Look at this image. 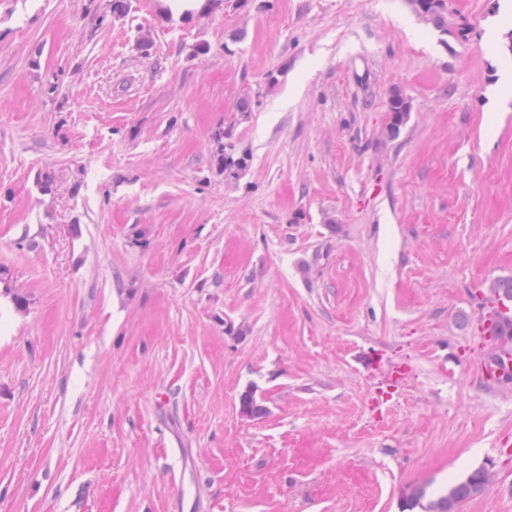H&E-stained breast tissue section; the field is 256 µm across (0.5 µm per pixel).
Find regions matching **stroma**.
I'll list each match as a JSON object with an SVG mask.
<instances>
[{"mask_svg": "<svg viewBox=\"0 0 512 512\" xmlns=\"http://www.w3.org/2000/svg\"><path fill=\"white\" fill-rule=\"evenodd\" d=\"M111 3L0 0V512H512V0ZM416 14L441 32H448L446 0H411ZM387 110L390 112L389 132L391 135H397L407 122L411 112L410 104L400 92L394 91L388 98ZM495 288L496 287L494 285L489 284L486 286V291L482 292L483 314L478 319V327L480 328L486 320V332L490 324V320L493 319L499 327L506 322L508 313L510 312V310L503 305ZM487 482V472L483 468H478L426 504L422 502L426 496L425 490L420 489L413 492L409 499V507L413 509L419 506L423 512H457L459 504L480 494L485 489Z\"/></svg>", "mask_w": 512, "mask_h": 512, "instance_id": "35a3bbf8", "label": "stroma"}]
</instances>
